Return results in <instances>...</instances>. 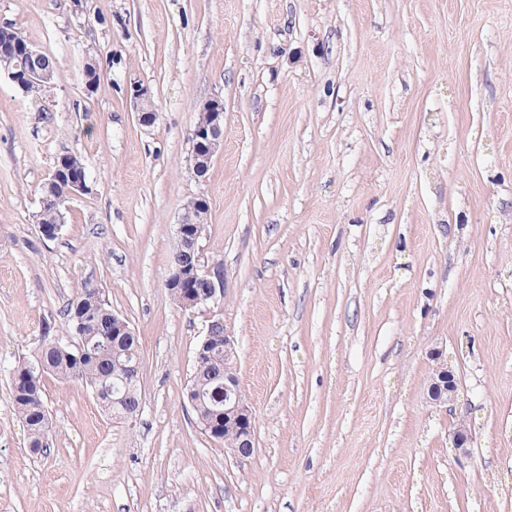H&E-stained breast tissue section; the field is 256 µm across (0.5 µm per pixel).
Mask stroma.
<instances>
[{
    "label": "stroma",
    "mask_w": 512,
    "mask_h": 512,
    "mask_svg": "<svg viewBox=\"0 0 512 512\" xmlns=\"http://www.w3.org/2000/svg\"><path fill=\"white\" fill-rule=\"evenodd\" d=\"M3 23L56 69L41 99L0 69V512H512V0H0ZM213 98L224 143L200 178ZM63 154L89 191L49 240ZM193 197L224 267L209 313L165 286ZM86 288L140 339L141 412L46 377L35 456L13 370L70 334ZM212 314L253 412L242 460L184 396ZM438 350L452 412L428 397ZM130 98L136 108L138 120L144 127L152 126L157 118L153 109L149 89L142 84H134L130 87ZM206 120H200L202 108L199 110L197 126L192 133V157L197 169L204 167L203 161L210 162L216 154L224 138V104L220 99H210L205 102ZM195 124V125H196ZM472 439L473 435L470 421L467 417L460 416L456 420L451 433V447L454 448L456 452L466 454Z\"/></svg>",
    "instance_id": "stroma-1"
}]
</instances>
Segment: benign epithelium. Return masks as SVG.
Here are the masks:
<instances>
[{"label": "benign epithelium", "mask_w": 512, "mask_h": 512, "mask_svg": "<svg viewBox=\"0 0 512 512\" xmlns=\"http://www.w3.org/2000/svg\"><path fill=\"white\" fill-rule=\"evenodd\" d=\"M9 40L0 43V67L21 89L31 83L46 79L50 70L45 68L47 53L23 38L12 26L1 25ZM130 98L136 108L138 120L144 127L152 126L157 118L153 109L149 89L142 84L130 87ZM206 120L197 124L192 133V157L197 169L212 161L224 138V104L219 99L205 102ZM62 197L72 200L88 190L85 170L69 172L67 179L60 180L56 175L44 183L42 208L37 215V224L42 235L53 237L61 227L62 214L58 211L48 215V206L57 201L58 190ZM206 223L197 220L196 214H184L176 227V237L180 254L185 262L175 265L167 281L169 292H177L185 309H209L224 296V268L219 262L204 259L200 241L205 233ZM224 334V424L237 427L242 441L239 447L230 449L237 459L248 457L255 445L253 413L240 395L235 375L233 355L234 340L229 331H221V322L209 320L207 335ZM442 353L434 354L436 367L430 384L431 399L439 404L453 407L457 399L458 382L451 366L441 361ZM471 423L465 416L456 420L451 433V447L465 454L472 442Z\"/></svg>", "instance_id": "benign-epithelium-1"}]
</instances>
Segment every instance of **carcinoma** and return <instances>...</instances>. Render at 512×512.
<instances>
[{
	"label": "carcinoma",
	"mask_w": 512,
	"mask_h": 512,
	"mask_svg": "<svg viewBox=\"0 0 512 512\" xmlns=\"http://www.w3.org/2000/svg\"><path fill=\"white\" fill-rule=\"evenodd\" d=\"M111 306L96 289H86L71 304L72 325H80L68 339L43 336L41 347L32 361L20 362L13 372L12 401L28 431V445L33 453L49 448L51 437L43 378L77 380L99 396V404L110 415L120 417L141 405L137 384L124 383L122 365L135 360L139 337L112 336ZM213 336L204 353L196 357L189 388L202 402L204 417L200 425L210 424L205 432H214L222 445H237V433L224 428L220 412L224 410V347Z\"/></svg>",
	"instance_id": "1"
}]
</instances>
